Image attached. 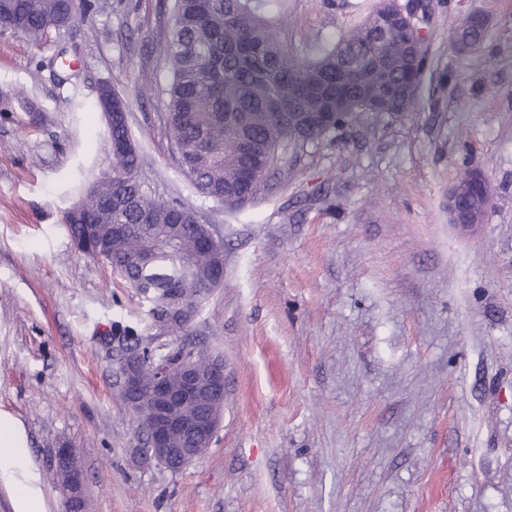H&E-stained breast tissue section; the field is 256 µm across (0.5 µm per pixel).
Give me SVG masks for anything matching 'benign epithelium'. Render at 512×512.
<instances>
[{
  "label": "benign epithelium",
  "mask_w": 512,
  "mask_h": 512,
  "mask_svg": "<svg viewBox=\"0 0 512 512\" xmlns=\"http://www.w3.org/2000/svg\"><path fill=\"white\" fill-rule=\"evenodd\" d=\"M114 92L104 84L99 89L98 102L112 126L124 112L112 111ZM487 183L482 172H466L448 193L449 223L473 231L483 223L489 205L488 198L477 200L471 208L461 198L473 194ZM195 308L181 303L156 315L155 328L166 334L171 326ZM171 345L162 343L156 350L151 367H146L142 355L127 353L119 359L118 376L122 398L131 413L146 408L153 417V429L146 436L144 447L136 449L145 462H155L171 472H178L203 456L211 447L224 410V360L208 354L189 343L180 344L177 355L168 353ZM193 405L199 412L192 417L184 408ZM176 433L189 436L186 448L171 447ZM57 470L62 474L61 486L66 492L65 512H80L85 498L81 467L69 448L57 450Z\"/></svg>",
  "instance_id": "1"
}]
</instances>
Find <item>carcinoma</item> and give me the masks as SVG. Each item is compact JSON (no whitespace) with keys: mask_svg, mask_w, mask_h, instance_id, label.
<instances>
[{"mask_svg":"<svg viewBox=\"0 0 512 512\" xmlns=\"http://www.w3.org/2000/svg\"><path fill=\"white\" fill-rule=\"evenodd\" d=\"M281 0H174L167 38L171 78L165 89L179 164L203 197L228 209L267 189L268 172L368 112L400 116L418 106L427 36L410 26L403 5L378 0L360 24L305 54L288 46L277 19ZM75 0H0V26L36 41L72 16ZM483 27L459 25L462 51L480 47ZM112 154L86 188L84 214H64L78 249L106 263L150 305L149 315L187 301L224 279V255L204 247L197 211L155 198L125 124ZM118 347L149 356L154 337L124 329Z\"/></svg>","mask_w":512,"mask_h":512,"instance_id":"obj_1","label":"carcinoma"}]
</instances>
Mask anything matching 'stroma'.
Segmentation results:
<instances>
[{
	"instance_id": "stroma-1",
	"label": "stroma",
	"mask_w": 512,
	"mask_h": 512,
	"mask_svg": "<svg viewBox=\"0 0 512 512\" xmlns=\"http://www.w3.org/2000/svg\"><path fill=\"white\" fill-rule=\"evenodd\" d=\"M416 111L362 118L270 173L230 210L183 174L168 126L172 0H91L39 42L0 28V411L27 440L0 470L64 512L73 449L87 512H512V0H422ZM373 0H286L295 48ZM481 14V47L451 36ZM129 103L156 198L224 242V283L194 340L224 360L212 447L173 473L142 442L102 344L145 330L147 302L78 250L63 220L110 161L97 90ZM491 185L480 228L448 220L467 171ZM57 470L62 474L61 486L66 492L65 512H80L85 498L81 467L70 448L57 450Z\"/></svg>"
}]
</instances>
